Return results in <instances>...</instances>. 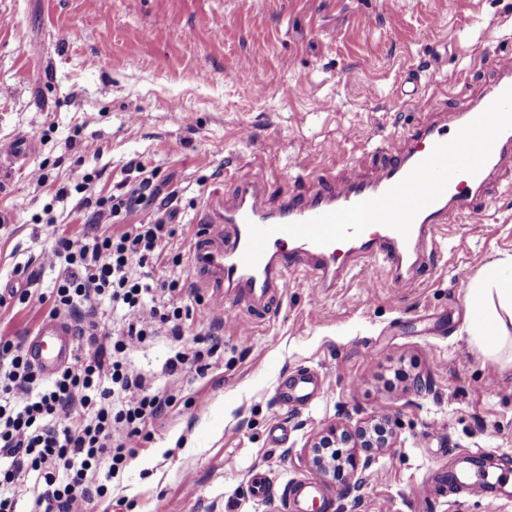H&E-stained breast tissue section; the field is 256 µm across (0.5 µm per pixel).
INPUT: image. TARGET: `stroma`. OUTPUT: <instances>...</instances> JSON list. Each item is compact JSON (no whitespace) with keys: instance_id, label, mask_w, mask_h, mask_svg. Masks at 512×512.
<instances>
[{"instance_id":"35a3bbf8","label":"stroma","mask_w":512,"mask_h":512,"mask_svg":"<svg viewBox=\"0 0 512 512\" xmlns=\"http://www.w3.org/2000/svg\"><path fill=\"white\" fill-rule=\"evenodd\" d=\"M487 50L512 52V0H0V139L29 145L0 155V298L26 288L18 264L43 287L55 280L39 264L52 231L34 224L46 205L67 232L84 230L76 197L55 201L57 188L93 172L96 195H110L134 159L175 196L182 261L156 275L180 274L208 300L193 242L209 197L263 174L273 206L309 189L305 167L329 180L348 164L370 170L378 141L434 120L421 104L437 88L491 84V66L474 65ZM508 255L512 185L409 281L373 265L321 297L300 269L264 310L227 308L223 360L206 374L166 369V338L133 349V367L176 401L92 512H287L252 497L253 472L279 488L315 478L314 438L380 417L392 447L376 451L359 498L324 484L329 512H512L448 486L481 458L512 487V361L465 331L471 280ZM322 368L320 397L281 398L285 377Z\"/></svg>"}]
</instances>
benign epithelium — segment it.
I'll return each instance as SVG.
<instances>
[{"instance_id": "1", "label": "benign epithelium", "mask_w": 512, "mask_h": 512, "mask_svg": "<svg viewBox=\"0 0 512 512\" xmlns=\"http://www.w3.org/2000/svg\"><path fill=\"white\" fill-rule=\"evenodd\" d=\"M373 431L374 425L372 424L369 426L359 425L354 428L349 426L331 427L325 435L315 439L311 444L312 465L316 472L323 478L335 475V471L338 469L348 472L349 479L343 484L342 492L347 496H359L364 484V476L375 462L374 454L371 452L350 454L342 458L328 460L321 456L320 449L325 446L332 448L338 443L355 444L362 448L367 440L371 441L369 444L371 448H387L392 444L394 439L392 430H387L385 436L378 441L370 439V434Z\"/></svg>"}]
</instances>
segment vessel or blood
<instances>
[{"instance_id": "1", "label": "vessel or blood", "mask_w": 512, "mask_h": 512, "mask_svg": "<svg viewBox=\"0 0 512 512\" xmlns=\"http://www.w3.org/2000/svg\"><path fill=\"white\" fill-rule=\"evenodd\" d=\"M493 69L495 80L468 109L420 125L406 141H381L372 176L346 169L275 209L263 202L261 177L225 201L210 199L194 263L207 274L212 309L223 310L232 292L268 301L298 267L322 294L374 264L402 275L436 256L459 218H482L492 175L512 170V55L497 56ZM73 354L67 322L44 319L29 354L35 367L53 375ZM283 494L291 512L324 498L311 480L286 482Z\"/></svg>"}]
</instances>
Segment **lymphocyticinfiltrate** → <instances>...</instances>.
<instances>
[{"mask_svg":"<svg viewBox=\"0 0 512 512\" xmlns=\"http://www.w3.org/2000/svg\"><path fill=\"white\" fill-rule=\"evenodd\" d=\"M127 169L134 178L116 194L95 196L89 174L75 187L57 190L59 201L80 193L78 205L90 209L92 230L56 233L43 256L57 273L53 286L38 288L32 274L18 297L21 305L64 318L90 354L46 380L0 336V512H17L32 473L43 487L32 512H89L98 476L117 478L146 439L147 424L175 402L127 359L159 337L180 340L182 321L191 313L171 301L182 281L154 275L175 235L173 225L160 218L121 232L106 229L155 199L152 174L136 160ZM108 306L118 313V325L108 321ZM220 348L218 338L206 334L181 347L168 368L205 373L217 367Z\"/></svg>","mask_w":512,"mask_h":512,"instance_id":"1","label":"lymphocytic infiltrate"}]
</instances>
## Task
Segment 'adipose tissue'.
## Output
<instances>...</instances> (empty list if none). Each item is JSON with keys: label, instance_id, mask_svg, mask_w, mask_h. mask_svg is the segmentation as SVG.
Instances as JSON below:
<instances>
[{"label": "adipose tissue", "instance_id": "obj_1", "mask_svg": "<svg viewBox=\"0 0 512 512\" xmlns=\"http://www.w3.org/2000/svg\"><path fill=\"white\" fill-rule=\"evenodd\" d=\"M467 333L492 359L512 352V257L496 261L470 282Z\"/></svg>", "mask_w": 512, "mask_h": 512}]
</instances>
